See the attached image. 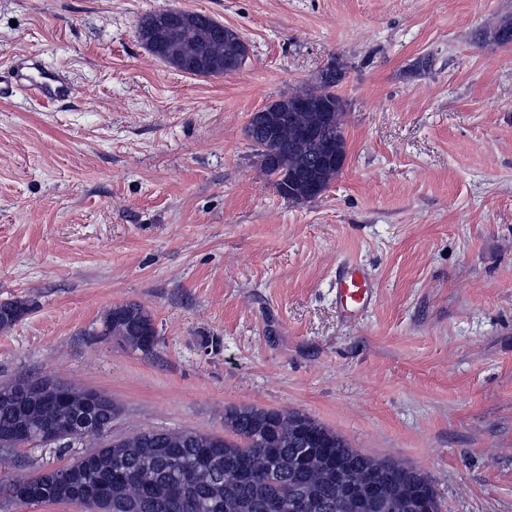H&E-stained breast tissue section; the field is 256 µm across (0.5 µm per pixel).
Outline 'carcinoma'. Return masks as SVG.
Returning <instances> with one entry per match:
<instances>
[{
  "label": "carcinoma",
  "instance_id": "obj_1",
  "mask_svg": "<svg viewBox=\"0 0 512 512\" xmlns=\"http://www.w3.org/2000/svg\"><path fill=\"white\" fill-rule=\"evenodd\" d=\"M171 29L185 54L183 71L203 74L199 62L219 63L234 54L240 34L202 12L178 10ZM343 78L332 63L321 71L318 86L293 92L266 108L283 116L274 132L256 120L244 133L257 151L261 170L274 179L278 192L292 202L308 199L306 188L314 178L326 189L339 170L322 163L326 148L346 158L344 103L336 93ZM32 309L23 300L0 303V328H8ZM101 335L116 336L133 350L152 351L157 345L154 319L143 307L120 304L101 318ZM50 380L19 378L7 384L0 397V430L24 427L27 444L55 417ZM114 406L99 409L96 436L112 429ZM224 427L237 441L196 431L147 429L111 444L97 442L94 456L28 477L38 496L21 502L13 495L20 477L0 472V496L17 505L69 503L75 491L108 495L95 512H268L273 502L308 495L313 512H348L336 495V470L356 480L372 471L388 488V497L375 500L365 512H388L389 500L397 512H441V497L422 472L365 455L335 431L299 412L255 406L224 409ZM185 470L191 480L177 481Z\"/></svg>",
  "mask_w": 512,
  "mask_h": 512
}]
</instances>
